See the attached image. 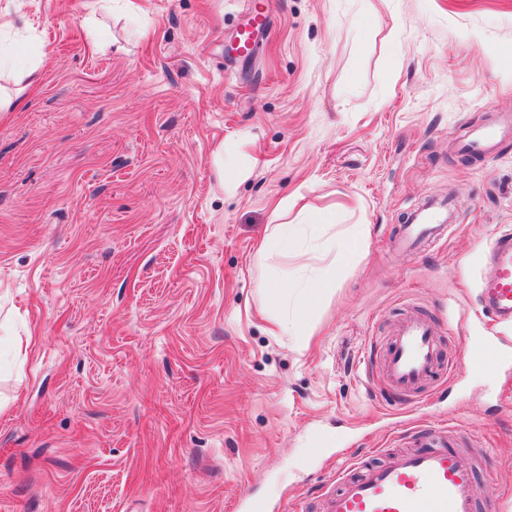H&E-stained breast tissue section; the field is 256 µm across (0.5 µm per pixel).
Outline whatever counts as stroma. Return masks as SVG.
Listing matches in <instances>:
<instances>
[{"label":"stroma","instance_id":"stroma-1","mask_svg":"<svg viewBox=\"0 0 512 512\" xmlns=\"http://www.w3.org/2000/svg\"><path fill=\"white\" fill-rule=\"evenodd\" d=\"M24 0L0 35V512H316L338 470L411 432L465 425L479 512H512V326L477 299L489 233L512 226V0ZM499 126L491 155L462 152ZM246 174L224 182L217 152ZM428 198L447 236L394 245ZM302 243L369 227L308 348L260 284L276 224ZM452 378L418 401L364 363L404 313ZM327 215L317 214L313 216L312 224H276L270 235L262 243L263 250L277 251L288 257V252L300 258L302 253L296 250V244L300 238L306 235L307 231L328 222Z\"/></svg>","mask_w":512,"mask_h":512}]
</instances>
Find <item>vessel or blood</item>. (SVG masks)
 Instances as JSON below:
<instances>
[{"instance_id": "1", "label": "vessel or blood", "mask_w": 512, "mask_h": 512, "mask_svg": "<svg viewBox=\"0 0 512 512\" xmlns=\"http://www.w3.org/2000/svg\"><path fill=\"white\" fill-rule=\"evenodd\" d=\"M498 134L476 130L467 151L489 153ZM454 201L424 205L402 225L397 244L413 249L424 240L445 234ZM486 257L493 269L480 289V308L498 322H512V231H492ZM439 361L437 334L431 323L408 315L386 343L383 376L406 398H420L434 378ZM480 490L474 460L464 449L451 446L445 432L420 437L417 449L386 452L383 462L358 463L354 473L339 477L318 497L320 512H475Z\"/></svg>"}]
</instances>
